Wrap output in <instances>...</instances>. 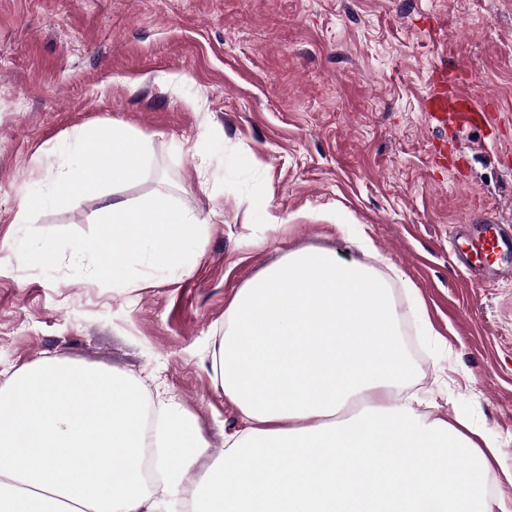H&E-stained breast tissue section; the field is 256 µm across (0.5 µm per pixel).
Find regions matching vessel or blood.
I'll use <instances>...</instances> for the list:
<instances>
[{
    "label": "vessel or blood",
    "mask_w": 512,
    "mask_h": 512,
    "mask_svg": "<svg viewBox=\"0 0 512 512\" xmlns=\"http://www.w3.org/2000/svg\"><path fill=\"white\" fill-rule=\"evenodd\" d=\"M425 109L442 129L491 128L496 124L491 102L475 93L462 69L455 64L443 63L435 68ZM477 229L471 247L480 263L472 267V275L483 279L497 272H512V226L483 218L478 221Z\"/></svg>",
    "instance_id": "b4317fda"
}]
</instances>
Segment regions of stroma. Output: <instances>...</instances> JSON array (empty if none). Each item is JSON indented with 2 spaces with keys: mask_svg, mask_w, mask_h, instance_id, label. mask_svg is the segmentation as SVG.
<instances>
[{
  "mask_svg": "<svg viewBox=\"0 0 512 512\" xmlns=\"http://www.w3.org/2000/svg\"><path fill=\"white\" fill-rule=\"evenodd\" d=\"M472 75L498 130L456 135L422 109L443 56ZM149 170L118 198L174 199L208 224L186 276L135 291L22 264L24 195L59 149L112 123ZM89 196L37 229L89 231ZM512 225V0H0V382L64 357L137 378L196 416L211 453L241 425L206 352L248 279L289 251L333 250L388 276L413 363L392 400L497 441L491 490L512 500V279L476 282L454 249L484 214ZM420 297L431 334L407 311Z\"/></svg>",
  "mask_w": 512,
  "mask_h": 512,
  "instance_id": "obj_1",
  "label": "stroma"
}]
</instances>
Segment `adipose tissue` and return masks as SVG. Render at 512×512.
<instances>
[{"label": "adipose tissue", "instance_id": "adipose-tissue-1", "mask_svg": "<svg viewBox=\"0 0 512 512\" xmlns=\"http://www.w3.org/2000/svg\"><path fill=\"white\" fill-rule=\"evenodd\" d=\"M399 321L386 278L326 250L248 280L211 352L242 421L214 457L168 404L143 437L134 379L60 358L20 367L0 386V512H154L146 446L169 487L204 463L190 512H512L488 490L495 441L392 405L412 373ZM352 401L361 414L332 423Z\"/></svg>", "mask_w": 512, "mask_h": 512}]
</instances>
